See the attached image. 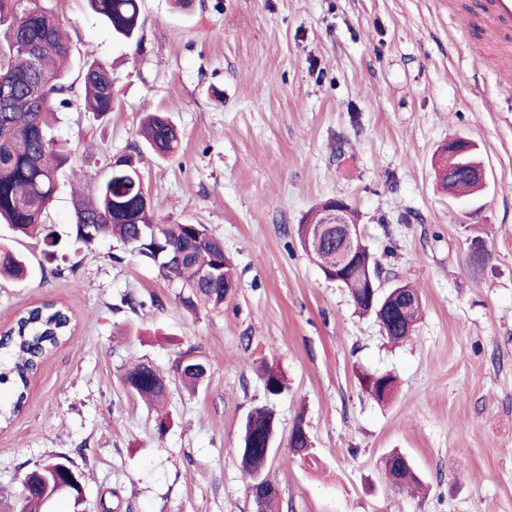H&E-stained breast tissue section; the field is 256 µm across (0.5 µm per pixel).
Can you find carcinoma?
<instances>
[{"label":"carcinoma","instance_id":"1","mask_svg":"<svg viewBox=\"0 0 512 512\" xmlns=\"http://www.w3.org/2000/svg\"><path fill=\"white\" fill-rule=\"evenodd\" d=\"M112 34L142 46L138 0H88ZM72 52L70 39L54 13L41 0H0V223L9 225L19 235H44L50 245H57L53 234L45 232L44 217L58 191V172L69 161L70 152L52 135L54 116L71 105L70 87L59 64ZM82 105L99 117L113 111L112 73L93 55L86 57L83 71ZM139 135L146 148L165 159L177 147L179 131L166 116L150 114ZM115 173L101 182L93 196L81 198L75 206V240L89 242L86 231L111 236L143 260L155 265L165 279L174 280L185 289L181 298L190 309L203 307L222 311L236 293L237 274L231 258L224 253V243L202 224H157L147 190L131 156L117 161ZM339 246L335 240L321 243L313 257L323 273L336 270ZM221 267L220 276L204 281L200 272ZM23 257L6 244H0V275L23 277ZM342 285L363 314L369 308L368 289L352 270ZM70 333L69 315L50 303L34 307L19 316L0 338V384L14 394V401L0 407V424L8 425L22 410L29 376L39 359L57 347ZM205 361L191 349L178 355L174 374L184 384L196 387L204 380L201 365ZM265 390L278 395L287 388L284 375L271 366L261 369ZM124 385L147 404L164 406L169 387L166 377L140 362L126 369ZM395 379L388 373L369 375L366 387L370 395L383 401L391 394ZM303 420L295 421L290 447L293 455L307 458L312 448L309 435L302 430ZM276 434L274 413L266 408L250 412L245 420L238 463L250 480H259L266 497V512H276L278 486L265 474L270 455L266 442ZM27 496L17 504L19 512H41L43 502L60 494V486L74 480L83 483V473L66 453H59L32 471ZM384 480L402 490L420 485L410 458L397 450L385 456Z\"/></svg>","mask_w":512,"mask_h":512}]
</instances>
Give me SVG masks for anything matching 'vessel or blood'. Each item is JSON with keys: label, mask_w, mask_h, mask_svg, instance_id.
Instances as JSON below:
<instances>
[{"label": "vessel or blood", "mask_w": 512, "mask_h": 512, "mask_svg": "<svg viewBox=\"0 0 512 512\" xmlns=\"http://www.w3.org/2000/svg\"><path fill=\"white\" fill-rule=\"evenodd\" d=\"M448 10L477 20L499 84L512 91V0H448Z\"/></svg>", "instance_id": "1"}]
</instances>
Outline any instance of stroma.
I'll use <instances>...</instances> for the list:
<instances>
[{
  "label": "stroma",
  "instance_id": "35a3bbf8",
  "mask_svg": "<svg viewBox=\"0 0 512 512\" xmlns=\"http://www.w3.org/2000/svg\"><path fill=\"white\" fill-rule=\"evenodd\" d=\"M44 4L70 32L73 94L94 56L112 70L114 110L75 106L54 128L71 150L46 219L55 254L0 224L31 269L0 279V330L46 302L72 326L0 429V495L65 453L85 493L46 512H254L237 452L264 405L277 421L279 512H512V101L490 66L454 48L462 20L436 0H141L136 45L87 0ZM147 112L181 133L171 157L140 164L155 218L223 239L238 274L223 311L184 307L115 238L68 236L76 191L94 193L113 157L133 153ZM455 136L477 144L487 171L467 201L435 177L437 149ZM331 198L355 211L383 282L419 290L408 341L390 344L302 248L299 225ZM189 349L208 365L194 392L171 377ZM139 361L171 378L166 430L121 380ZM264 364L285 375L280 395L265 391ZM375 373L396 380L386 401L362 384ZM299 416L305 461L288 446ZM395 448L422 495L383 485Z\"/></svg>",
  "mask_w": 512,
  "mask_h": 512
}]
</instances>
